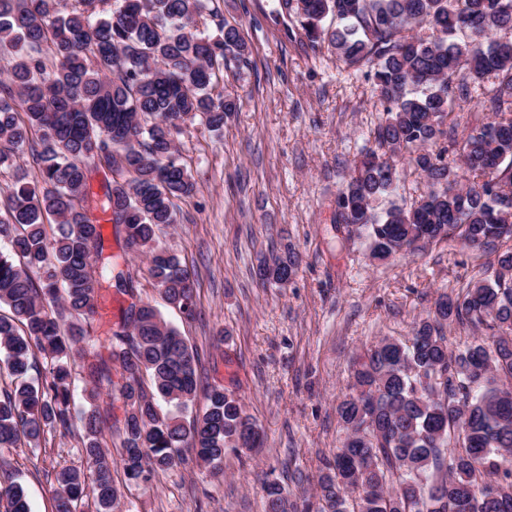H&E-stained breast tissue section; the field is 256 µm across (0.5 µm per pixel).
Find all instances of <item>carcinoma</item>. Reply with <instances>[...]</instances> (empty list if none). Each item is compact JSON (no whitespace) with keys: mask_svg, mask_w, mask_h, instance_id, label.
I'll list each match as a JSON object with an SVG mask.
<instances>
[{"mask_svg":"<svg viewBox=\"0 0 512 512\" xmlns=\"http://www.w3.org/2000/svg\"><path fill=\"white\" fill-rule=\"evenodd\" d=\"M0 0V166L30 153L0 204V448H35L46 430L67 432L75 413L73 371L121 384L120 459L102 447L97 387L82 412L79 454L86 468L56 471L54 512H122L113 472L126 486L195 452L213 477L227 451L252 449L256 421L224 387L198 397L197 351L141 301L132 276L97 265L98 218L88 205L91 173L105 178L104 211L126 247L146 257L162 298L190 316L193 280L159 245L176 222L175 201L196 188L178 136L197 122L212 132L236 103L214 95L217 74L249 64L239 29L212 0ZM311 47L328 43L345 67L374 71L386 114L376 149L356 163L336 198V220L386 260L437 239L495 248L512 240V0H280ZM336 26L324 25L326 18ZM217 20L216 34L199 28ZM477 101L491 119L456 139L445 120L457 102ZM427 179L409 206L377 204L399 181L398 159ZM469 174L461 185L458 170ZM56 231L48 233L47 220ZM494 280L456 297L405 341L384 338L354 365L338 405L345 439L326 459L315 512H512V249ZM298 265L287 250L262 259V284H288ZM131 300L107 343L91 335L106 278ZM492 331L455 352L444 324ZM43 358L38 370L36 353ZM166 410H161V404ZM0 457V512H30L24 489ZM266 512L298 507L277 482L264 487Z\"/></svg>","mask_w":512,"mask_h":512,"instance_id":"carcinoma-1","label":"carcinoma"}]
</instances>
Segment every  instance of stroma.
<instances>
[{"label":"stroma","mask_w":512,"mask_h":512,"mask_svg":"<svg viewBox=\"0 0 512 512\" xmlns=\"http://www.w3.org/2000/svg\"><path fill=\"white\" fill-rule=\"evenodd\" d=\"M214 5L251 55L217 83L237 104L223 130L194 125L180 138L196 191L178 201L161 240L193 274L194 317L163 301L111 223L101 230L102 261L129 272L141 300L197 349L203 385L242 400L262 443L226 454L220 477L191 455L155 472L131 488L132 512H265L268 480L304 504L344 439L336 407L355 358L382 338L412 336L441 293L464 292L497 269L494 252L456 239L370 261L365 240L336 222L337 192L375 149L383 118L370 76L337 63L331 47L287 36L279 0ZM288 249L298 256L288 285H261L259 259ZM128 304L117 288H100L93 335L111 336ZM81 435L54 431L40 447L6 450L31 512H53L54 473L81 465Z\"/></svg>","instance_id":"1"}]
</instances>
